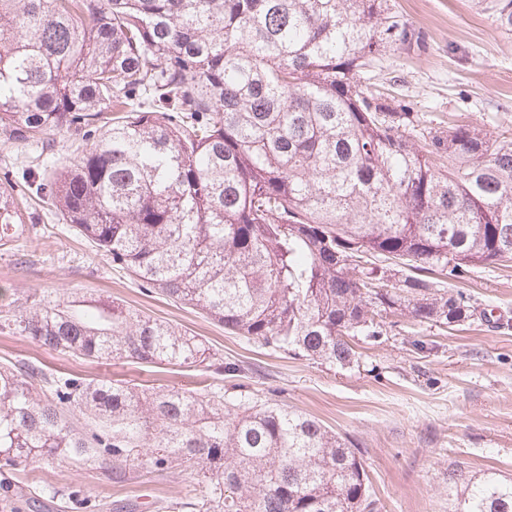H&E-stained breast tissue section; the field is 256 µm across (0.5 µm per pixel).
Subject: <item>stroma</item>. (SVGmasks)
<instances>
[{"mask_svg":"<svg viewBox=\"0 0 512 512\" xmlns=\"http://www.w3.org/2000/svg\"><path fill=\"white\" fill-rule=\"evenodd\" d=\"M422 38L420 48L386 50L363 74L373 92L419 113L425 125L445 130L481 124L512 138V33L498 28L477 0H391ZM26 264L0 251V304L29 291H67L139 309L204 336L225 360L243 365L224 379L266 395L277 391L288 406L313 415L350 440L363 461L381 512H455L460 489L449 472L477 481L512 480V266L472 268L461 280L477 312L452 327L400 319L378 342L353 340L358 361L329 366L275 353L258 342L225 333L197 311L142 294L135 279L112 270L55 217H41L25 233ZM30 360L54 372L89 380L191 388L209 372L156 368L125 360L86 362L50 353L29 339L0 331V363ZM29 478L73 487L99 512H161L192 489L187 472L149 473L131 465L125 482L68 464L27 467Z\"/></svg>","mask_w":512,"mask_h":512,"instance_id":"obj_1","label":"stroma"}]
</instances>
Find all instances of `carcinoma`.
<instances>
[{
	"mask_svg": "<svg viewBox=\"0 0 512 512\" xmlns=\"http://www.w3.org/2000/svg\"><path fill=\"white\" fill-rule=\"evenodd\" d=\"M512 31V0H493ZM418 43L391 0H0V142L73 137L57 170L28 157L0 187L54 209L112 269L273 351L357 362L385 318L454 326L471 297L435 275L512 262V140L422 125L361 83ZM0 330L89 360L203 367L194 388L145 389L0 366V475L69 463L183 468L173 512H377L356 449L273 399L229 395L243 372L204 340L68 292L17 297ZM35 498L67 501L54 485ZM457 512H512V481L466 485Z\"/></svg>",
	"mask_w": 512,
	"mask_h": 512,
	"instance_id": "obj_1",
	"label": "carcinoma"
}]
</instances>
